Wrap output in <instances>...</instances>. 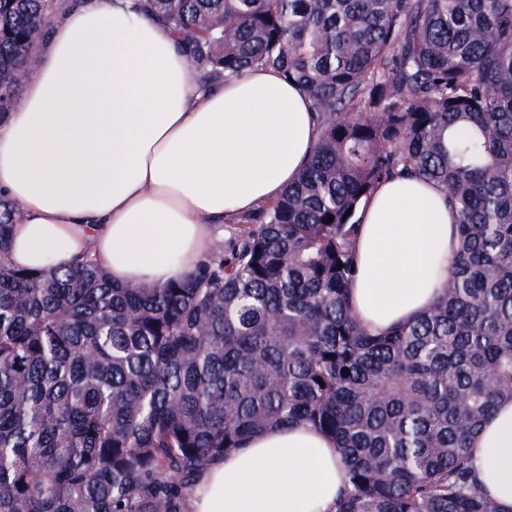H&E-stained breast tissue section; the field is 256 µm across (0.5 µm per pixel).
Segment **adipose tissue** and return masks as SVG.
Wrapping results in <instances>:
<instances>
[{"label":"adipose tissue","instance_id":"ef3b65f1","mask_svg":"<svg viewBox=\"0 0 512 512\" xmlns=\"http://www.w3.org/2000/svg\"><path fill=\"white\" fill-rule=\"evenodd\" d=\"M134 0H75L42 39L36 73L0 120V195L19 210L10 262L34 272L92 253L113 282L161 287L197 268L217 225L295 183L318 128L307 93L275 70L205 87L169 31ZM354 242L353 315L372 333L439 297L458 248L442 190L380 185ZM478 479L512 512V399L471 441ZM335 440L273 426L214 461L190 512H329L342 488Z\"/></svg>","mask_w":512,"mask_h":512}]
</instances>
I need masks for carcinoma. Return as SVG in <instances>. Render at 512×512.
I'll return each mask as SVG.
<instances>
[{"label":"carcinoma","instance_id":"carcinoma-1","mask_svg":"<svg viewBox=\"0 0 512 512\" xmlns=\"http://www.w3.org/2000/svg\"><path fill=\"white\" fill-rule=\"evenodd\" d=\"M136 7L206 83L254 67L299 83L320 135L296 183L159 288L89 255L12 266L0 197V512H184L207 465L294 423L336 439L330 512H501L470 442L512 398V0ZM57 10L0 0V116ZM403 177L444 190L459 248L439 299L374 336L350 310L358 213Z\"/></svg>","mask_w":512,"mask_h":512}]
</instances>
